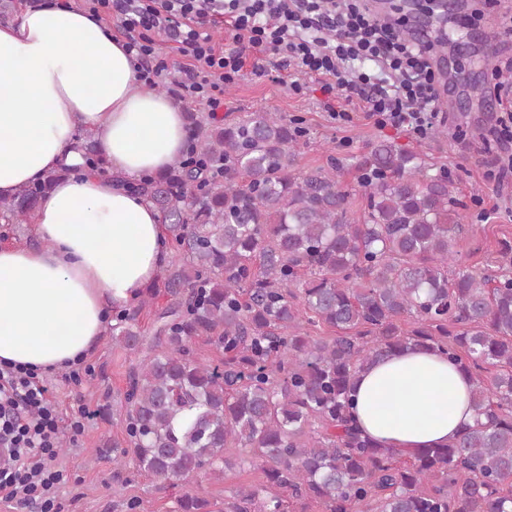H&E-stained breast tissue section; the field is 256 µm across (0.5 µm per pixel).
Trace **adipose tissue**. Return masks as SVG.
<instances>
[{"label":"adipose tissue","mask_w":512,"mask_h":512,"mask_svg":"<svg viewBox=\"0 0 512 512\" xmlns=\"http://www.w3.org/2000/svg\"><path fill=\"white\" fill-rule=\"evenodd\" d=\"M102 168L61 176L40 197L31 246H0V362L59 371L87 357L107 326L157 281L167 260L156 208L133 191L185 147L187 119L145 91L124 39L82 8L27 6L0 25V197L80 164V131ZM472 378L426 348L360 373L352 417L402 453L442 447L472 424Z\"/></svg>","instance_id":"1"}]
</instances>
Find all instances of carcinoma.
<instances>
[{
	"mask_svg": "<svg viewBox=\"0 0 512 512\" xmlns=\"http://www.w3.org/2000/svg\"><path fill=\"white\" fill-rule=\"evenodd\" d=\"M190 119L205 164L180 159L137 187L171 260L112 324L114 344L143 353L112 462L129 458L171 487L247 468L265 476L237 487L224 512H290L305 499L323 512H512V246L458 267L467 205L420 152L370 143L351 191L297 168L286 116ZM58 177L0 198V218L30 222ZM159 293L150 337L139 316ZM321 328L334 336H311ZM200 336L220 363L195 356ZM423 344L471 371L475 422L404 459L353 425L351 392L365 366ZM209 505L187 493L174 512Z\"/></svg>",
	"mask_w": 512,
	"mask_h": 512,
	"instance_id": "1",
	"label": "carcinoma"
}]
</instances>
